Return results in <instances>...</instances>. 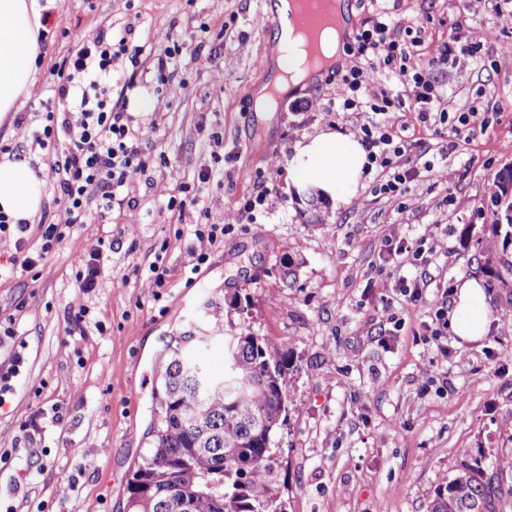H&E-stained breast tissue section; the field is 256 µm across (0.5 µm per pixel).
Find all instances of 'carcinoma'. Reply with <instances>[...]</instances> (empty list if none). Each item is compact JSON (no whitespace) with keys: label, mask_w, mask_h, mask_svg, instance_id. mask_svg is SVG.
Returning <instances> with one entry per match:
<instances>
[{"label":"carcinoma","mask_w":512,"mask_h":512,"mask_svg":"<svg viewBox=\"0 0 512 512\" xmlns=\"http://www.w3.org/2000/svg\"><path fill=\"white\" fill-rule=\"evenodd\" d=\"M512 193V170L499 175L492 204ZM481 237L480 270L490 287L510 296L512 218L502 231L498 210ZM212 340L172 338L157 365L158 423L152 448L128 480L131 512H180L179 490L194 489L195 512H283L274 496L273 434L286 422L285 362L269 341L242 329L224 337V360L234 366L223 386L195 374L193 352ZM429 512H512V484L483 482L466 468L439 484Z\"/></svg>","instance_id":"cac0c4a2"}]
</instances>
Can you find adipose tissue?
<instances>
[{
	"label": "adipose tissue",
	"mask_w": 512,
	"mask_h": 512,
	"mask_svg": "<svg viewBox=\"0 0 512 512\" xmlns=\"http://www.w3.org/2000/svg\"><path fill=\"white\" fill-rule=\"evenodd\" d=\"M55 0H0V122L15 111L21 96L31 94L40 56L44 14ZM289 178L296 192L316 191L347 204L361 185L366 151L354 136L325 130L296 143ZM42 181L24 158L0 160V212L13 221L35 222L42 208ZM490 322L486 293L469 279L455 288L448 328L459 341L484 338Z\"/></svg>",
	"instance_id": "adipose-tissue-1"
}]
</instances>
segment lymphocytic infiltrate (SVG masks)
Returning <instances> with one entry per match:
<instances>
[{
	"label": "lymphocytic infiltrate",
	"instance_id": "lymphocytic-infiltrate-1",
	"mask_svg": "<svg viewBox=\"0 0 512 512\" xmlns=\"http://www.w3.org/2000/svg\"><path fill=\"white\" fill-rule=\"evenodd\" d=\"M394 33L387 13L375 14L363 22L349 47L359 64L342 74L338 95L345 106H363L366 117L359 131L368 164L381 178L380 192L396 199L416 175L415 168L404 161L409 145L398 134L406 102H415L420 123L450 125L454 134L469 140L477 130L475 113L452 116L434 111L442 92L428 69L407 66V55ZM140 52V47L130 45L125 36L112 37L101 30L56 65L54 99L47 102L42 114L44 125L38 144L46 149L49 169L57 180V217L38 224L37 237L32 240L27 236L28 225L11 223L0 212V240L13 242L12 268L32 271L76 226L85 223L92 211L106 213L122 205L125 190L148 170L151 159L142 150L138 131L130 125L123 104L112 101L102 86L115 61L124 56L136 58ZM379 66L391 74L392 85L381 88L368 100H360V89L370 85ZM61 140L66 143L62 150L57 147ZM190 192V186H183L181 196L168 198V209L177 212L179 224L201 245L223 242V225L205 224L195 218ZM400 293L406 302H427L430 321L424 326L425 333L433 341H440L448 332V292L426 301L420 284L406 280Z\"/></svg>",
	"mask_w": 512,
	"mask_h": 512
}]
</instances>
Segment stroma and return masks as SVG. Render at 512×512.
<instances>
[{
	"instance_id": "stroma-1",
	"label": "stroma",
	"mask_w": 512,
	"mask_h": 512,
	"mask_svg": "<svg viewBox=\"0 0 512 512\" xmlns=\"http://www.w3.org/2000/svg\"><path fill=\"white\" fill-rule=\"evenodd\" d=\"M498 0H398L403 43L459 33L480 43V64L460 56L433 72L448 112L482 113L485 135L456 139L449 128L400 131L418 170L401 200L377 193L367 175L357 198L339 207L288 186L296 142L331 128L358 133L363 112L347 110L337 78L288 92L272 112L254 109L265 83L261 62L274 41L261 14L267 0H58L46 26L36 88L18 109L23 124L0 123V145L29 158L43 180V213L54 211L48 158L35 136L41 101L53 95L50 70L80 40L103 27L129 32L137 62L114 64L110 96L124 95L145 154L164 157L128 188L130 206L77 227L36 271L0 279V319L14 317L26 363L0 405V512H127L128 478L150 446L156 421L154 365L172 336H205L246 326L284 355L292 400L273 441L284 512H428L436 487L471 465L484 477L512 455V314L500 290L486 291L485 338L447 351L424 339L425 303L406 304L397 288L421 279L428 293L479 278L474 259L492 209L489 185L512 167V44ZM464 31H456L459 19ZM182 61L158 80V55L172 43ZM206 52L195 53L197 44ZM131 90H123L125 82ZM221 132L216 175L199 184L195 209L224 227L222 244L195 265L199 244L179 234L169 196L197 182L211 132ZM269 193L254 214L244 202ZM464 207L449 205V197ZM400 223L409 242L444 239L428 264L387 253ZM112 243L106 270L90 292L74 265ZM297 262L285 276L284 254ZM162 258L169 288L154 293L149 266ZM238 294L230 315L206 310ZM83 324H76L79 309ZM82 326L83 335L73 332ZM40 415L38 432L23 430Z\"/></svg>"
}]
</instances>
